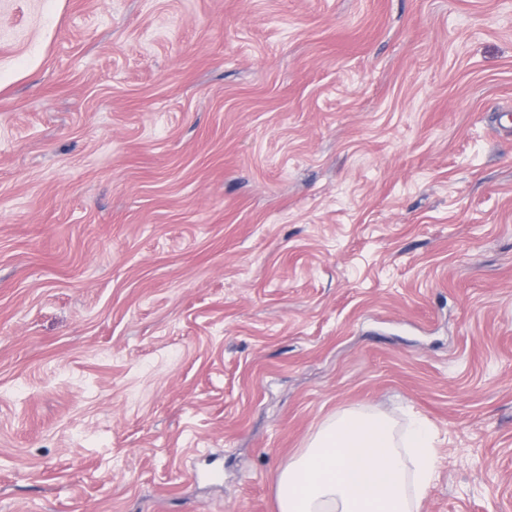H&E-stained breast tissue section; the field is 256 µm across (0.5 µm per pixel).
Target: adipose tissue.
I'll return each mask as SVG.
<instances>
[{
  "instance_id": "adipose-tissue-1",
  "label": "adipose tissue",
  "mask_w": 512,
  "mask_h": 512,
  "mask_svg": "<svg viewBox=\"0 0 512 512\" xmlns=\"http://www.w3.org/2000/svg\"><path fill=\"white\" fill-rule=\"evenodd\" d=\"M435 470L425 422L400 433L385 414L347 409L278 472V512H420Z\"/></svg>"
}]
</instances>
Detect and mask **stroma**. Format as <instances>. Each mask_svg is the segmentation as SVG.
Instances as JSON below:
<instances>
[{
	"label": "stroma",
	"instance_id": "obj_1",
	"mask_svg": "<svg viewBox=\"0 0 512 512\" xmlns=\"http://www.w3.org/2000/svg\"><path fill=\"white\" fill-rule=\"evenodd\" d=\"M345 409L512 512V0H0V512H277Z\"/></svg>",
	"mask_w": 512,
	"mask_h": 512
}]
</instances>
